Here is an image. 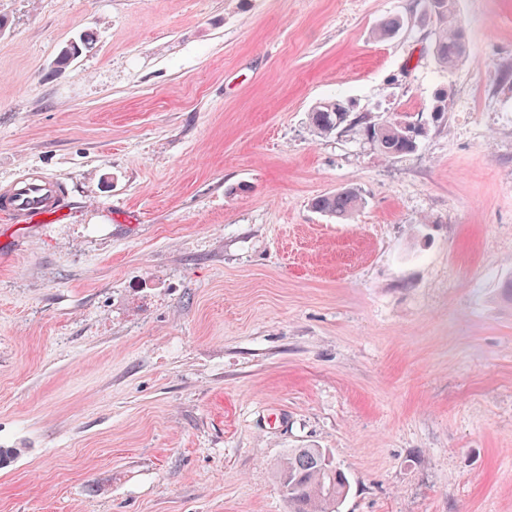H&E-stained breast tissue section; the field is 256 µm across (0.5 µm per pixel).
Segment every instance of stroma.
Here are the masks:
<instances>
[{
	"instance_id": "stroma-1",
	"label": "stroma",
	"mask_w": 512,
	"mask_h": 512,
	"mask_svg": "<svg viewBox=\"0 0 512 512\" xmlns=\"http://www.w3.org/2000/svg\"><path fill=\"white\" fill-rule=\"evenodd\" d=\"M455 10L448 70L426 0H0V181L74 212L0 223V512H288L291 448L339 512H512V0ZM440 17L443 27L434 43V55L441 66L456 67L467 53L466 38L462 21L455 15L454 0H440ZM449 5V8H448ZM347 101L343 99H328L316 103L309 112V124L317 137L327 135L342 129L348 124L350 112L344 111ZM348 114L347 119L345 115ZM397 117L395 123L402 131L413 135L423 133L425 124L420 120H408L411 117L408 114H398ZM353 124L363 127L374 147L385 157H395L416 150V140L400 137V131L390 119L371 120L363 116ZM66 186L43 172L24 170L0 182V220L6 224H65L72 218ZM362 204L363 198L357 189L344 187L336 193L316 197L311 207L327 216L344 220ZM276 478L291 512H338L350 490L347 476L323 448L288 449Z\"/></svg>"
}]
</instances>
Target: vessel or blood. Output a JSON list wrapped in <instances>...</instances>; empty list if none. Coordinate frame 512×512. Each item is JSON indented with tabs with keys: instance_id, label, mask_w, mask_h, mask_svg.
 <instances>
[{
	"instance_id": "vessel-or-blood-1",
	"label": "vessel or blood",
	"mask_w": 512,
	"mask_h": 512,
	"mask_svg": "<svg viewBox=\"0 0 512 512\" xmlns=\"http://www.w3.org/2000/svg\"><path fill=\"white\" fill-rule=\"evenodd\" d=\"M72 208L66 186L44 173L25 170L0 182V221L8 224H64Z\"/></svg>"
}]
</instances>
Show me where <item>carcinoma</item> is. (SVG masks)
<instances>
[{"instance_id":"carcinoma-1","label":"carcinoma","mask_w":512,"mask_h":512,"mask_svg":"<svg viewBox=\"0 0 512 512\" xmlns=\"http://www.w3.org/2000/svg\"><path fill=\"white\" fill-rule=\"evenodd\" d=\"M440 20L443 23L434 43V55L441 66L456 67L467 53L463 24L455 15V0H439ZM404 25L402 18L392 16L375 30L379 40L391 38ZM89 45L81 35L64 46L56 64L64 67L80 56ZM346 101L328 99L316 103L309 112V124L318 137H325L348 124L344 111ZM354 124L363 127L374 147L385 157H395L415 151L416 142L403 138L389 119L371 120L361 117ZM363 204L360 192L353 187L313 199L311 207L327 216L344 220ZM277 480L286 490L291 512H338V506L350 490L345 473L333 464L323 448H290L280 461Z\"/></svg>"}]
</instances>
